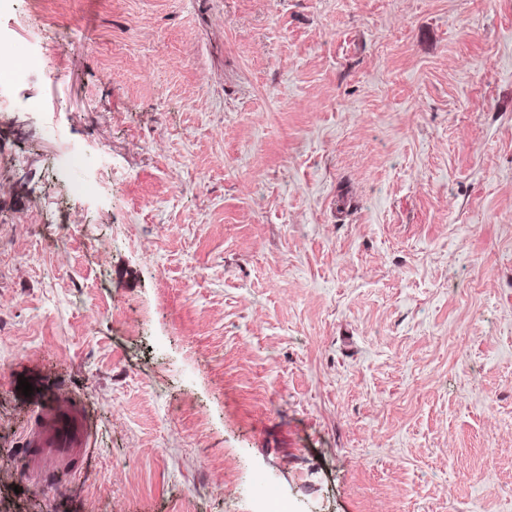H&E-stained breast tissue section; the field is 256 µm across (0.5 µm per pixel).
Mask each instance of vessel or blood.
I'll return each instance as SVG.
<instances>
[{
	"instance_id": "1",
	"label": "vessel or blood",
	"mask_w": 512,
	"mask_h": 512,
	"mask_svg": "<svg viewBox=\"0 0 512 512\" xmlns=\"http://www.w3.org/2000/svg\"><path fill=\"white\" fill-rule=\"evenodd\" d=\"M92 437L89 420L80 408L78 395L50 411H38L25 440L30 454L27 463L40 470L60 462L75 463Z\"/></svg>"
}]
</instances>
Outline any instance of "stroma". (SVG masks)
Here are the masks:
<instances>
[{
    "label": "stroma",
    "instance_id": "1",
    "mask_svg": "<svg viewBox=\"0 0 512 512\" xmlns=\"http://www.w3.org/2000/svg\"><path fill=\"white\" fill-rule=\"evenodd\" d=\"M1 44L0 512H512V0H0ZM91 437V424L80 408L79 395L73 393L64 405L35 413L25 440L26 448H33L28 466L41 470L59 462L73 464Z\"/></svg>",
    "mask_w": 512,
    "mask_h": 512
}]
</instances>
